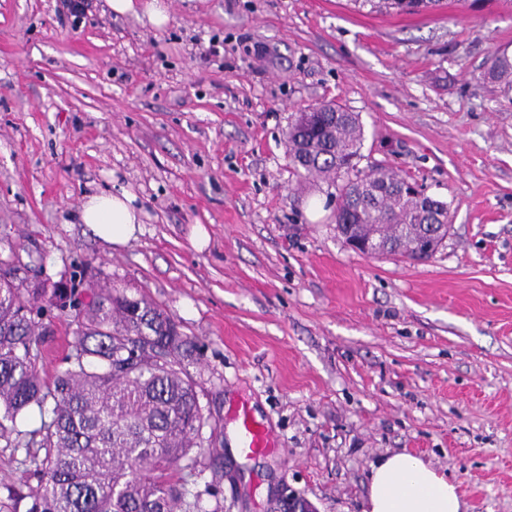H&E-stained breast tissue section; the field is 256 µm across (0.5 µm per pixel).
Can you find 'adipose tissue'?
Listing matches in <instances>:
<instances>
[{"mask_svg":"<svg viewBox=\"0 0 512 512\" xmlns=\"http://www.w3.org/2000/svg\"><path fill=\"white\" fill-rule=\"evenodd\" d=\"M99 238L119 247L140 229V210L130 192L87 196L77 212ZM458 486L430 462L412 453L381 456L371 467L362 512H463Z\"/></svg>","mask_w":512,"mask_h":512,"instance_id":"obj_1","label":"adipose tissue"}]
</instances>
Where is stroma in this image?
Segmentation results:
<instances>
[{
	"label": "stroma",
	"instance_id": "obj_1",
	"mask_svg": "<svg viewBox=\"0 0 512 512\" xmlns=\"http://www.w3.org/2000/svg\"><path fill=\"white\" fill-rule=\"evenodd\" d=\"M162 2L157 28L106 0L77 22L56 0H0V270L56 283L89 267L152 299L198 346L205 413L230 428L238 402L257 410L274 450L204 470V512H267L285 485L316 512H362L371 464L403 450L467 512H512V92L483 77L512 53V8ZM326 102L360 117L359 170L447 203L428 260L355 252L335 185L294 172L288 125ZM122 189L142 226L117 248L76 212ZM74 330L46 322L43 378ZM26 482L0 447V512H25Z\"/></svg>",
	"mask_w": 512,
	"mask_h": 512
}]
</instances>
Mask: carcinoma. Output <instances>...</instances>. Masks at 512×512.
<instances>
[{
    "label": "carcinoma",
    "instance_id": "1",
    "mask_svg": "<svg viewBox=\"0 0 512 512\" xmlns=\"http://www.w3.org/2000/svg\"><path fill=\"white\" fill-rule=\"evenodd\" d=\"M372 12L416 13L442 0H354ZM487 75L512 89V56L492 60ZM318 106L326 131L311 136L288 127V158L302 177L335 183L337 217L381 224L396 249L431 222V200L412 202L396 190L400 176L384 167L357 168L364 131L358 115ZM364 183L383 188L369 198ZM69 314L76 324L64 368L42 378L37 318ZM192 342L150 299L130 298L94 280L23 285L0 275V441L21 456L28 478L26 512H202L201 493L188 489L204 463L224 461V432L200 405L196 382L183 367ZM40 426L18 429L32 412ZM209 433H204V429Z\"/></svg>",
    "mask_w": 512,
    "mask_h": 512
}]
</instances>
